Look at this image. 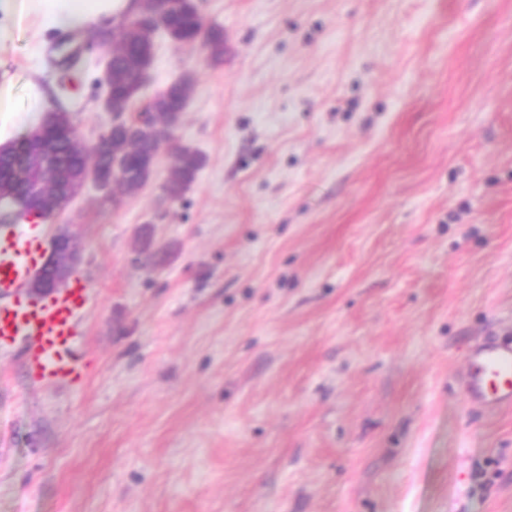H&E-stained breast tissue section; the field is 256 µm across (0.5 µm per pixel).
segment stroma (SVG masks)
Here are the masks:
<instances>
[{
	"label": "stroma",
	"instance_id": "1",
	"mask_svg": "<svg viewBox=\"0 0 512 512\" xmlns=\"http://www.w3.org/2000/svg\"><path fill=\"white\" fill-rule=\"evenodd\" d=\"M220 65L158 36L149 86L195 87L204 165L161 202L85 187L43 224L89 285L80 383L0 346V512H512V407L463 395L512 336V0H199ZM15 32L0 83L89 145L106 50ZM160 246L155 258L145 240Z\"/></svg>",
	"mask_w": 512,
	"mask_h": 512
}]
</instances>
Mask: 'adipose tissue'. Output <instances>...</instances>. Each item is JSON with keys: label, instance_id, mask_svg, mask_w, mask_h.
I'll return each instance as SVG.
<instances>
[{"label": "adipose tissue", "instance_id": "ef3b65f1", "mask_svg": "<svg viewBox=\"0 0 512 512\" xmlns=\"http://www.w3.org/2000/svg\"><path fill=\"white\" fill-rule=\"evenodd\" d=\"M138 7L137 0H0V47L33 20L43 31H79Z\"/></svg>", "mask_w": 512, "mask_h": 512}]
</instances>
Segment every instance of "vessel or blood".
<instances>
[{"instance_id": "obj_1", "label": "vessel or blood", "mask_w": 512, "mask_h": 512, "mask_svg": "<svg viewBox=\"0 0 512 512\" xmlns=\"http://www.w3.org/2000/svg\"><path fill=\"white\" fill-rule=\"evenodd\" d=\"M41 250V234L33 224L15 225L1 237L0 291L25 286ZM87 290V284L79 281L47 301L0 308V345L26 339L28 365L41 383L76 382L84 377L73 346L78 336L75 316L86 303ZM464 396L467 402L490 411L512 407V340L469 352Z\"/></svg>"}]
</instances>
